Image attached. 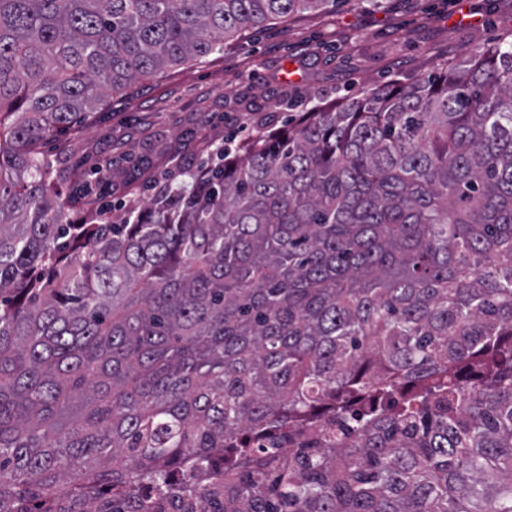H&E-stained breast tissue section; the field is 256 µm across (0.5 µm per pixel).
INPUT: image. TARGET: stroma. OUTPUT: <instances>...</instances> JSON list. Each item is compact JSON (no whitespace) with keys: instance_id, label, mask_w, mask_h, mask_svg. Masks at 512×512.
<instances>
[{"instance_id":"1","label":"stroma","mask_w":512,"mask_h":512,"mask_svg":"<svg viewBox=\"0 0 512 512\" xmlns=\"http://www.w3.org/2000/svg\"><path fill=\"white\" fill-rule=\"evenodd\" d=\"M493 43L512 44V0H345L138 80L39 152L65 170L58 187L73 220L94 201L117 222L124 205L151 202L164 175L205 166L225 139L274 134L316 106L437 73Z\"/></svg>"}]
</instances>
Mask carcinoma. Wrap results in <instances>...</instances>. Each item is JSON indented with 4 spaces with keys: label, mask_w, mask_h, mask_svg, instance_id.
Here are the masks:
<instances>
[{
    "label": "carcinoma",
    "mask_w": 512,
    "mask_h": 512,
    "mask_svg": "<svg viewBox=\"0 0 512 512\" xmlns=\"http://www.w3.org/2000/svg\"><path fill=\"white\" fill-rule=\"evenodd\" d=\"M341 2L0 0V512H512V46L117 224L73 222L36 153Z\"/></svg>",
    "instance_id": "carcinoma-1"
}]
</instances>
